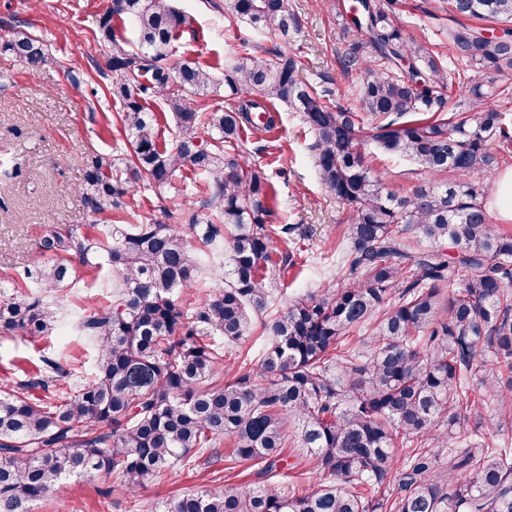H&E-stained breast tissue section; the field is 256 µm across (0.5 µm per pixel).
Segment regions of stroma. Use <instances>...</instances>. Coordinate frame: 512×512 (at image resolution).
Returning a JSON list of instances; mask_svg holds the SVG:
<instances>
[{
    "label": "stroma",
    "mask_w": 512,
    "mask_h": 512,
    "mask_svg": "<svg viewBox=\"0 0 512 512\" xmlns=\"http://www.w3.org/2000/svg\"><path fill=\"white\" fill-rule=\"evenodd\" d=\"M109 5L110 0H0V42L24 28L41 37L59 61L58 66L33 70L0 55L2 287H11L13 278L44 263L39 242L47 229L80 225L94 232L102 225V217L88 213L74 189L92 152L122 145L120 133L102 130L104 114L118 112L119 106L95 74L96 63L103 60L98 23ZM176 5L190 21L175 43L177 57L213 62L242 50L244 41H260L293 57L304 79L332 81L337 101L346 102L350 80L338 69L332 50L358 34L344 30L341 17L327 12L321 0H288L298 25L285 40L249 29L226 33L223 16L206 9L202 0H176ZM70 69L89 74V81L73 88L66 77ZM311 142L298 114L284 109L276 129L248 143L253 161L276 188L281 223L302 225L308 233L297 239L295 264L282 293L253 319L248 337L235 346L236 361L256 363L271 342L267 325L292 298L336 274L328 260L335 255L350 211L321 184ZM175 184L181 190L177 196L139 189L142 220L166 207L170 223L178 224L183 211L199 209L202 197L190 180L179 176ZM112 291L113 277L106 268L79 269L77 281L54 300L60 318L49 336L0 335V382L12 385L29 379L44 357L68 360L90 374L96 346L80 335L77 323L84 308L110 300ZM251 480L245 473L225 472L223 462L202 463L132 499L108 494L109 482L102 478L71 479L51 498L35 504L32 512H160L162 503L179 493L237 488Z\"/></svg>",
    "instance_id": "35a3bbf8"
}]
</instances>
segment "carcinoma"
Listing matches in <instances>:
<instances>
[{
	"instance_id": "carcinoma-1",
	"label": "carcinoma",
	"mask_w": 512,
	"mask_h": 512,
	"mask_svg": "<svg viewBox=\"0 0 512 512\" xmlns=\"http://www.w3.org/2000/svg\"><path fill=\"white\" fill-rule=\"evenodd\" d=\"M204 4L229 32L285 36L295 24L286 0ZM325 5L365 34L335 50L352 78L346 106L332 88L300 81L294 58L259 44L222 66L170 62L189 24L174 0H112L101 17L109 50L96 72L121 103L126 157L94 152L78 193L92 214L125 220L97 234L47 230V263L13 292L0 289V334L49 335L57 315L45 298L70 287L79 265L104 260L116 290L78 321L97 345L90 376L37 396L73 375L48 362L53 375L0 389V512H30L71 478L113 477L110 491L136 495L193 469L224 438L226 469L247 463L260 481L185 492L163 512H512V443L461 425L485 397L512 393V233L479 201L512 156L502 108L512 100V0H440L448 25L438 51L406 33L404 0ZM118 20L138 31L129 48L115 38ZM493 28L501 34L484 35ZM0 54L31 68L56 63L21 30ZM172 83L185 97L168 101L179 129L168 145L146 104ZM221 94L235 104L200 101ZM279 106L313 134L321 180L350 209L349 246L336 253L338 279L292 300L258 363L223 380L214 339L238 343L266 310L285 274L275 237L294 232L273 223L275 188L247 148L248 134L274 129ZM380 155L419 163L426 184L409 196L387 190ZM185 171L201 179L205 213L183 221L224 256L211 283L168 209L143 224L129 203L142 186L180 192ZM293 437L321 475L300 493L264 481L288 462ZM388 478L396 496H372Z\"/></svg>"
}]
</instances>
